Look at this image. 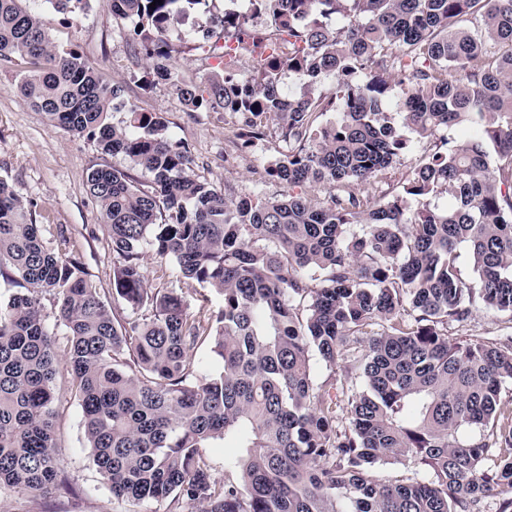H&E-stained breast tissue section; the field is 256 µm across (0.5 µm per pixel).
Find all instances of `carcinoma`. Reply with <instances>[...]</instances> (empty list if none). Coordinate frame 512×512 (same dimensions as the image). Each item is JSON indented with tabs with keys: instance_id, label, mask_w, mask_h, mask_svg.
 <instances>
[{
	"instance_id": "cac0c4a2",
	"label": "carcinoma",
	"mask_w": 512,
	"mask_h": 512,
	"mask_svg": "<svg viewBox=\"0 0 512 512\" xmlns=\"http://www.w3.org/2000/svg\"><path fill=\"white\" fill-rule=\"evenodd\" d=\"M39 2L0 0V61L31 64L20 98L153 186L116 166L87 175L112 246L107 291L51 246L64 228L37 224L0 177V278L15 288L0 303V489L66 485L48 296L87 446L117 497L169 498L176 512H512V334L448 335L478 304L512 323V0H251L249 16L224 13L236 55L203 87L164 61L168 30L208 0H108L141 26L145 87L169 82L189 112H236L254 139L262 119L275 123L288 155L267 173L287 191L239 200L193 173L162 113L126 106L77 48L58 46ZM263 17L282 49L250 44ZM285 71L308 89L285 94ZM323 78L336 82L327 95ZM122 107V124L107 123ZM326 112L340 118L315 124ZM397 118L441 145L377 198L361 187L412 148ZM313 186L329 188L320 206ZM146 243L223 308L192 314L148 290ZM207 341L222 367L203 374L191 354ZM312 351L328 370L319 382ZM216 441L232 449L222 481L206 454ZM388 460L412 476L375 479Z\"/></svg>"
}]
</instances>
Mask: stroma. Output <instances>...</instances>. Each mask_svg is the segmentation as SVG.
<instances>
[{
  "label": "stroma",
  "mask_w": 512,
  "mask_h": 512,
  "mask_svg": "<svg viewBox=\"0 0 512 512\" xmlns=\"http://www.w3.org/2000/svg\"><path fill=\"white\" fill-rule=\"evenodd\" d=\"M240 8V0H208L204 11L173 26L167 41L173 49L172 68L179 78L203 82L216 66L199 47L203 31L221 36L225 12ZM51 34L57 45L74 46L103 76L124 88V99L142 112L163 113L171 142L184 146L197 175L234 198L283 193L280 182L269 179L270 162L284 156L288 147L274 127L262 138L241 147L238 116L228 112L187 111L171 85L161 81L143 88L147 72L132 20L113 14L108 0H89L79 11L50 14ZM23 61L0 62V175L37 205L38 221L60 226L67 239L58 248L84 263L99 287L112 286V249L103 231L100 207L90 196L86 176L102 166L128 168L137 184L150 188L152 177L129 166L120 155H104L95 141L63 127L49 126L43 113L27 107L17 93ZM411 153L378 174L364 190L375 196L392 192L409 177L415 165L435 148L434 138L414 137ZM146 286L150 291H176L190 313L206 314L223 306L221 295L196 281L181 277L170 260H162L152 246L143 248ZM59 468L72 493L31 496L0 489V512H170L166 500L121 499L113 496L107 480L94 465L83 432V417L75 395L71 371L65 360L56 364Z\"/></svg>",
  "instance_id": "stroma-1"
}]
</instances>
